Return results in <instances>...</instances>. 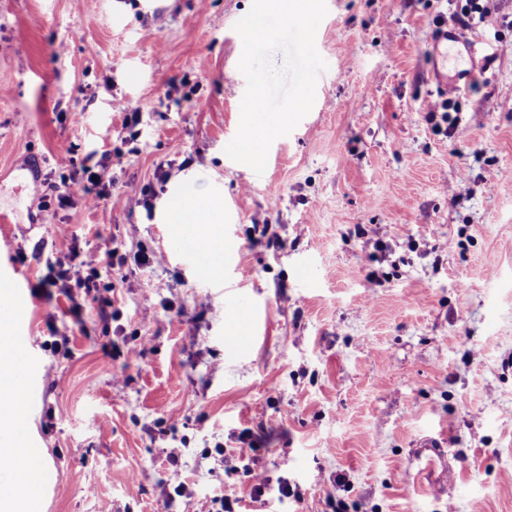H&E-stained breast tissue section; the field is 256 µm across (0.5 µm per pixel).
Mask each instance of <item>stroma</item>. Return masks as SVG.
I'll list each match as a JSON object with an SVG mask.
<instances>
[{
	"mask_svg": "<svg viewBox=\"0 0 512 512\" xmlns=\"http://www.w3.org/2000/svg\"><path fill=\"white\" fill-rule=\"evenodd\" d=\"M326 5L313 107L257 179L224 152L252 0H0V261L30 284L42 512H512V0L465 28L481 69L446 119L427 49L465 0ZM88 168L120 204L59 201ZM183 188L223 204L221 275L173 245ZM228 295L256 310L239 352ZM117 255L116 248H112L101 253L100 251L87 252L80 261L81 267H85L89 273L83 279L79 280V287L98 288L96 280L99 279L100 269L110 273L115 266L114 258Z\"/></svg>",
	"mask_w": 512,
	"mask_h": 512,
	"instance_id": "stroma-1",
	"label": "stroma"
}]
</instances>
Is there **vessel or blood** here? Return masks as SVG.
Wrapping results in <instances>:
<instances>
[{"label":"vessel or blood","instance_id":"1","mask_svg":"<svg viewBox=\"0 0 512 512\" xmlns=\"http://www.w3.org/2000/svg\"><path fill=\"white\" fill-rule=\"evenodd\" d=\"M433 53L434 63L430 71V78L437 91L448 94L463 90L477 67L472 42L461 35L457 27L443 19L437 25ZM214 240V245L200 247L190 243L186 233L177 237L179 250L201 273L205 272L211 261H220L224 258L223 235H215ZM27 293L28 288L24 279L17 276L15 270L0 269V296L7 298L10 302V307L6 310L5 315L19 326L25 323ZM11 344L13 357L22 365L17 386L18 394L24 399L31 398L29 370L24 366L28 350L26 338L20 334L14 335L11 338Z\"/></svg>","mask_w":512,"mask_h":512}]
</instances>
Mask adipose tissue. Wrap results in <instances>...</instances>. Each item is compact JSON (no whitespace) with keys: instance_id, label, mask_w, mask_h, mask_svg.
I'll return each mask as SVG.
<instances>
[{"instance_id":"adipose-tissue-1","label":"adipose tissue","mask_w":512,"mask_h":512,"mask_svg":"<svg viewBox=\"0 0 512 512\" xmlns=\"http://www.w3.org/2000/svg\"><path fill=\"white\" fill-rule=\"evenodd\" d=\"M21 405L14 373L0 372V460H18L9 474L0 476V512H35L39 501L45 465L39 452L18 447Z\"/></svg>"}]
</instances>
